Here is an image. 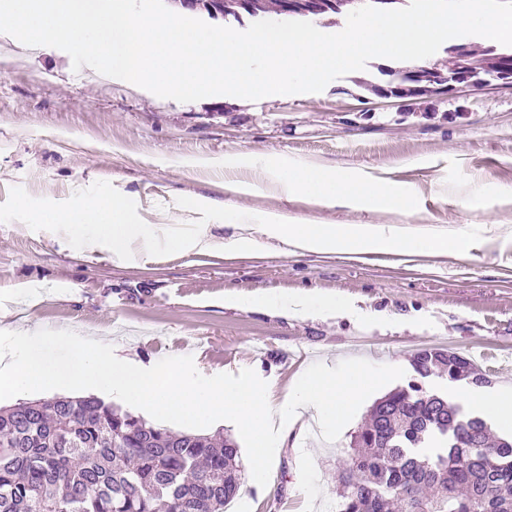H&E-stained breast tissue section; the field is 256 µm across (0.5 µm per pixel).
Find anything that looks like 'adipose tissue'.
I'll use <instances>...</instances> for the list:
<instances>
[{
    "instance_id": "obj_1",
    "label": "adipose tissue",
    "mask_w": 512,
    "mask_h": 512,
    "mask_svg": "<svg viewBox=\"0 0 512 512\" xmlns=\"http://www.w3.org/2000/svg\"><path fill=\"white\" fill-rule=\"evenodd\" d=\"M257 178L240 184L238 193L250 195L264 190L263 176L273 172L276 188L286 195H307L321 203L365 210H396L403 214L412 212L411 194L392 189L382 182L356 181L344 173H333L316 166L285 167L272 171L267 157L253 155L248 159ZM66 224H90L94 231L85 236L82 243L93 249L110 246L113 253L126 255L132 244L151 248L158 245L175 246V237H159L154 225L143 224L121 201L112 198H96L85 202L78 209L62 218ZM224 221L240 225L242 232L234 246L239 250L251 249L258 238L279 240L284 246L316 252H396L466 254L470 241L462 234L442 238L417 237L405 234L396 226H382L373 232H352L333 224H299L287 214L268 213L262 219H254L241 208L224 211ZM460 401L476 414L493 420L501 432L512 433V389L472 387L459 396Z\"/></svg>"
}]
</instances>
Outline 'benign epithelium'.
<instances>
[{"mask_svg":"<svg viewBox=\"0 0 512 512\" xmlns=\"http://www.w3.org/2000/svg\"><path fill=\"white\" fill-rule=\"evenodd\" d=\"M173 5L194 14H205L218 20L229 13H246L251 16L263 15L262 0H172ZM356 0H282L281 14L285 16H325L349 14L355 10ZM457 72L446 74L437 67H421L412 72L411 86L389 83L378 89L377 98L397 99L405 102L407 91L424 92L428 96L441 97L453 92H473L503 85L501 73H488L478 79L473 73L479 71L467 45L457 47Z\"/></svg>","mask_w":512,"mask_h":512,"instance_id":"benign-epithelium-1","label":"benign epithelium"}]
</instances>
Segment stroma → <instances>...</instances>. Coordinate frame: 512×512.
Wrapping results in <instances>:
<instances>
[{
    "label": "stroma",
    "instance_id": "1",
    "mask_svg": "<svg viewBox=\"0 0 512 512\" xmlns=\"http://www.w3.org/2000/svg\"><path fill=\"white\" fill-rule=\"evenodd\" d=\"M380 60L319 93L243 103L173 102L123 80L76 74L54 48L25 63L0 50V330L15 324L106 336L143 362L181 356L195 337L197 370L250 368L276 403L308 367L309 350L405 370L437 346L474 360L493 386L512 388V88H488L407 106L377 103ZM398 69V62L386 64ZM455 120H445V113ZM260 154L288 166L319 165L394 185L412 216L317 204L271 192L238 197L246 167L225 156ZM121 199L163 232L208 226L211 250L144 249L124 259L89 252L76 224L52 223L86 198ZM300 223L395 225L412 234L470 236L467 255L444 257L284 251L276 241L233 251L224 209ZM320 308L274 311L287 296ZM343 301L330 309L332 301ZM365 401L337 440L306 413L280 435L267 486L246 479L225 512H325Z\"/></svg>",
    "mask_w": 512,
    "mask_h": 512
}]
</instances>
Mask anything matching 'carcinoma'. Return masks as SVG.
<instances>
[{"label":"carcinoma","instance_id":"cac0c4a2","mask_svg":"<svg viewBox=\"0 0 512 512\" xmlns=\"http://www.w3.org/2000/svg\"><path fill=\"white\" fill-rule=\"evenodd\" d=\"M472 56L490 64L512 47ZM411 367L352 436L336 512H512V440L426 387L487 375L439 347ZM240 458L229 435L176 433L93 395L19 402L0 408V512H224L244 482Z\"/></svg>","mask_w":512,"mask_h":512}]
</instances>
